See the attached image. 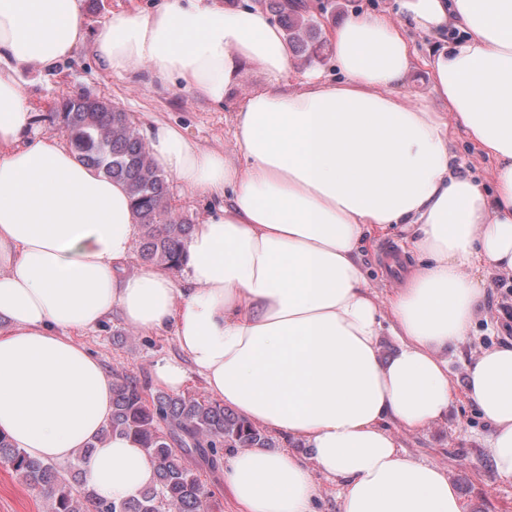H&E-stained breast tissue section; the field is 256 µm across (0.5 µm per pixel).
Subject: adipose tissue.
Instances as JSON below:
<instances>
[{
	"mask_svg": "<svg viewBox=\"0 0 512 512\" xmlns=\"http://www.w3.org/2000/svg\"><path fill=\"white\" fill-rule=\"evenodd\" d=\"M398 3L400 22L358 12L336 25L335 83L290 81L287 39L255 6L164 0L111 14L91 42L104 70L176 80L219 105L250 69L268 79L232 114L234 151L160 119L144 127L156 167L210 200L178 281L131 269L139 220L126 186L35 129L21 76L87 43L84 0H0V434L45 462L93 446L85 479L109 500L153 482L133 439L94 443L112 376L76 336L116 315L173 331L187 360H159V384L182 388L194 368L213 398L284 441L229 455L224 485L241 512H315L317 471L339 485L340 512H464L447 471L406 457L390 426L447 414L445 354L486 292L471 268L512 276V0ZM449 29L459 39L420 58L413 33ZM419 61L439 107L399 92ZM454 130L492 161L493 193L457 168ZM395 226L420 260L382 301L360 245ZM386 316L400 345L387 361ZM467 394L494 427L496 476L512 480V346L476 357Z\"/></svg>",
	"mask_w": 512,
	"mask_h": 512,
	"instance_id": "ef3b65f1",
	"label": "adipose tissue"
}]
</instances>
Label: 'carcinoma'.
<instances>
[{"instance_id": "obj_1", "label": "carcinoma", "mask_w": 512, "mask_h": 512, "mask_svg": "<svg viewBox=\"0 0 512 512\" xmlns=\"http://www.w3.org/2000/svg\"><path fill=\"white\" fill-rule=\"evenodd\" d=\"M277 8L291 47L309 53L319 28L306 16L301 0H277ZM49 120L65 130L81 162L127 186L139 219L142 261L179 270L193 225L172 212L169 181L154 166L130 115L107 100L77 96L58 100ZM106 433L135 438L157 461L155 480L140 496L118 501L98 497L82 479L89 447L79 450L69 475L0 436V463L42 494L49 512H205V492L185 463L186 454L195 453L214 467L226 451L275 447L273 437L220 402L166 392L148 399L137 381L124 376L113 380Z\"/></svg>"}]
</instances>
